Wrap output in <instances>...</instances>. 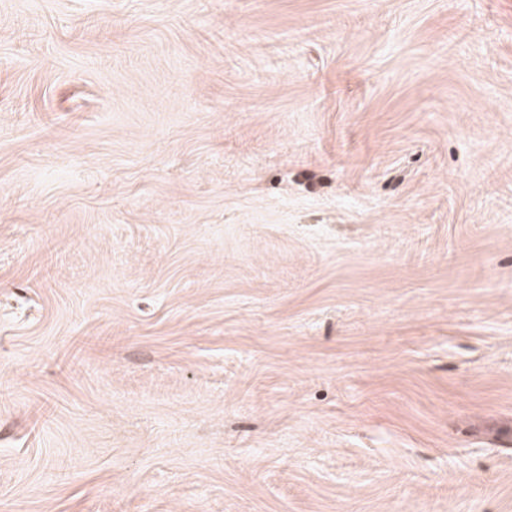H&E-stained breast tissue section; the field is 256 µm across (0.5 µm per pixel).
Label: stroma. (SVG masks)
<instances>
[{"label":"stroma","mask_w":512,"mask_h":512,"mask_svg":"<svg viewBox=\"0 0 512 512\" xmlns=\"http://www.w3.org/2000/svg\"><path fill=\"white\" fill-rule=\"evenodd\" d=\"M512 0H0V512H512Z\"/></svg>","instance_id":"1"}]
</instances>
